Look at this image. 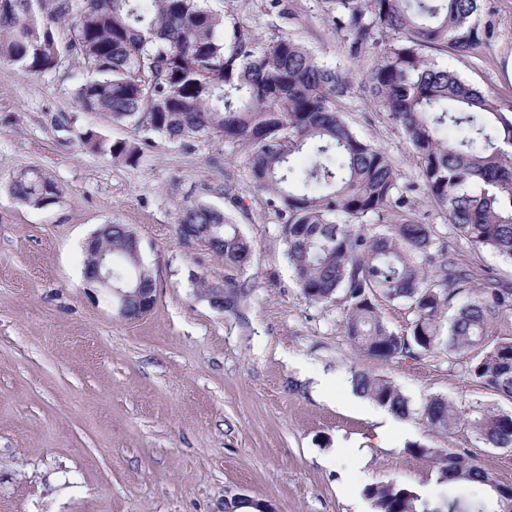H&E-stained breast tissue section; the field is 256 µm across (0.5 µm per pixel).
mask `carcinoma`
<instances>
[{"label":"carcinoma","mask_w":512,"mask_h":512,"mask_svg":"<svg viewBox=\"0 0 512 512\" xmlns=\"http://www.w3.org/2000/svg\"><path fill=\"white\" fill-rule=\"evenodd\" d=\"M204 0H0V60L29 74L57 68L60 49L80 56L90 79L74 90L85 112H102L136 133L170 142L219 136L248 149L255 188L278 201L280 235L295 281L313 304L336 305L344 333L365 355L389 361L436 350L467 377L512 398V284L461 264L431 224L416 219L414 186L401 183L388 155L348 122L343 104L352 78L328 67L285 30L260 46L252 31ZM349 61L372 57L361 87L411 144L423 192L457 234L478 249L512 260V112L456 73L427 61L424 50L469 56L496 33L484 0H325ZM69 21L58 46L54 26ZM454 131L448 136V131ZM79 141L113 160L134 163L137 143L110 142L96 130ZM308 152L310 162L292 157ZM20 201L46 207L60 197L45 174L27 170L11 184ZM177 231L194 235L242 270L253 243L224 211L184 198ZM100 244L112 270L137 267L133 232L112 225ZM202 292L224 288V309L246 291L234 279L199 280ZM402 302L409 333L384 322L380 306ZM356 391L398 417L407 398L366 372ZM430 425L456 428L462 417L443 397L423 407ZM467 425L485 445L512 448V413L475 407ZM437 463L442 490L426 496L408 484H370L375 512H512V485L497 481L462 450L410 445Z\"/></svg>","instance_id":"obj_1"}]
</instances>
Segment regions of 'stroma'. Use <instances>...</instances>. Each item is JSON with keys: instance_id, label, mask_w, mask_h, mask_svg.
Returning <instances> with one entry per match:
<instances>
[{"instance_id": "obj_1", "label": "stroma", "mask_w": 512, "mask_h": 512, "mask_svg": "<svg viewBox=\"0 0 512 512\" xmlns=\"http://www.w3.org/2000/svg\"><path fill=\"white\" fill-rule=\"evenodd\" d=\"M495 39L468 57L426 56L512 108V0H487ZM272 40L268 0H207ZM297 38L325 65L345 62L322 0H294ZM75 55L34 75L0 62V512H224L245 495L276 512H370L364 488L401 481L438 492L437 469L407 447L465 448L512 484V451L486 447L465 425L432 427L421 408L439 396L459 410L512 412V399L470 381L435 351L391 361L359 352L336 306L297 288L269 195L254 187L245 146L218 137L137 140L126 125L82 111ZM348 120L382 148L401 182L419 183L411 145L361 87ZM92 128L137 141L140 159L115 162L78 140ZM35 168L61 194L35 207L10 192ZM192 197L230 214L253 242L251 263L228 271L206 244L184 243L177 205ZM460 262L512 282V262L473 249L447 216L422 204ZM102 224L127 225L155 280L157 303L123 317L109 290L88 285L84 244ZM247 287L235 311L205 300L199 279ZM387 380L408 399L398 417L356 393L354 372Z\"/></svg>"}]
</instances>
